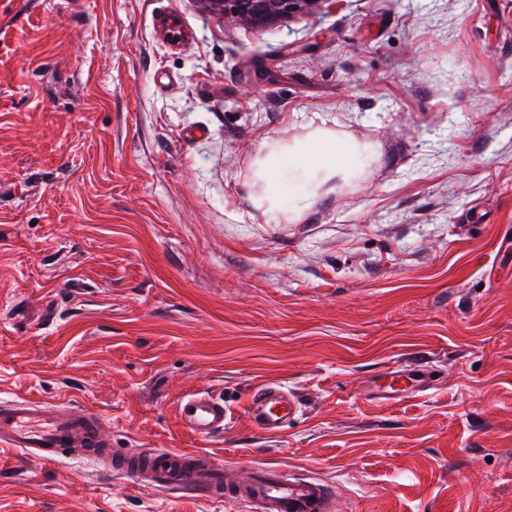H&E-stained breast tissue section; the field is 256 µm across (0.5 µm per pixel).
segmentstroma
Returning a JSON list of instances; mask_svg holds the SVG:
<instances>
[{"label": "stroma", "mask_w": 512, "mask_h": 512, "mask_svg": "<svg viewBox=\"0 0 512 512\" xmlns=\"http://www.w3.org/2000/svg\"><path fill=\"white\" fill-rule=\"evenodd\" d=\"M0 0V399L118 448L324 481L339 512H512V0H338L263 30L177 0ZM161 82H154V75ZM366 149L279 209L263 172ZM431 388L386 402L385 372ZM277 381L303 411L250 425ZM224 401V430L178 415ZM0 512H252L0 446ZM158 26L166 42L172 46L180 47L187 44L190 33L182 15L172 5L165 8L158 20ZM300 411V402L293 393L279 383L266 382L252 390L247 417L252 426L271 437L280 434ZM182 424L189 430L210 435L224 430V401L207 392L185 397L178 408Z\"/></svg>", "instance_id": "1"}]
</instances>
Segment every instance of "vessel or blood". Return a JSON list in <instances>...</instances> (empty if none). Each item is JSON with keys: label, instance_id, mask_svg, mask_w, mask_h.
<instances>
[{"label": "vessel or blood", "instance_id": "vessel-or-blood-1", "mask_svg": "<svg viewBox=\"0 0 512 512\" xmlns=\"http://www.w3.org/2000/svg\"><path fill=\"white\" fill-rule=\"evenodd\" d=\"M158 26L172 46H183L190 38L189 28L175 7L164 9ZM429 382V373L421 370L394 374L380 387L379 396L389 400L418 393ZM300 410L294 394L279 383L266 382L252 390L247 417L252 426L271 437L280 434ZM178 412L182 424L197 434L210 435L224 429V402L210 393L188 395ZM0 444L47 462L61 458L94 461L118 478L168 491L191 492L213 501L247 503L257 512H334L332 493L317 478L280 466H225L197 450H119L113 448L98 413L68 403L44 405L16 398L1 404Z\"/></svg>", "mask_w": 512, "mask_h": 512}]
</instances>
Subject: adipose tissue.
I'll return each instance as SVG.
<instances>
[{
  "mask_svg": "<svg viewBox=\"0 0 512 512\" xmlns=\"http://www.w3.org/2000/svg\"><path fill=\"white\" fill-rule=\"evenodd\" d=\"M364 156L353 144L333 137H319L275 156L264 173L270 193L285 209L300 206L317 172L361 170Z\"/></svg>",
  "mask_w": 512,
  "mask_h": 512,
  "instance_id": "1",
  "label": "adipose tissue"
}]
</instances>
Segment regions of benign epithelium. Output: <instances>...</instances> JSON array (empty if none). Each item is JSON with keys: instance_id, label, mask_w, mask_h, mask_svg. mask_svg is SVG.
<instances>
[{"instance_id": "obj_1", "label": "benign epithelium", "mask_w": 512, "mask_h": 512, "mask_svg": "<svg viewBox=\"0 0 512 512\" xmlns=\"http://www.w3.org/2000/svg\"><path fill=\"white\" fill-rule=\"evenodd\" d=\"M224 21L262 29L297 15L317 13L329 0H199Z\"/></svg>"}]
</instances>
